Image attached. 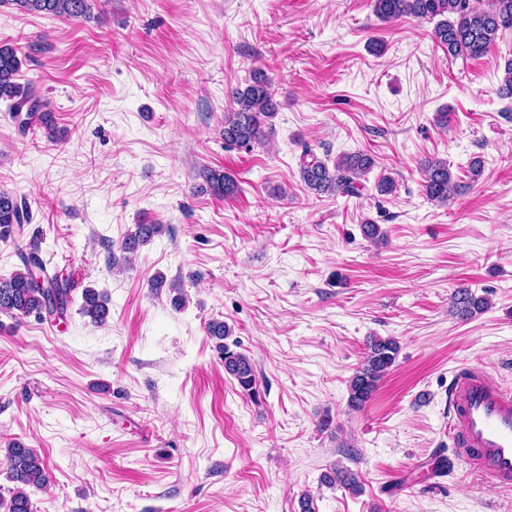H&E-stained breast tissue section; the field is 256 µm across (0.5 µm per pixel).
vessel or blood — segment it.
I'll return each instance as SVG.
<instances>
[{
  "label": "vessel or blood",
  "mask_w": 512,
  "mask_h": 512,
  "mask_svg": "<svg viewBox=\"0 0 512 512\" xmlns=\"http://www.w3.org/2000/svg\"><path fill=\"white\" fill-rule=\"evenodd\" d=\"M448 436L455 453L491 488L512 487V388L477 370L448 385Z\"/></svg>",
  "instance_id": "obj_1"
}]
</instances>
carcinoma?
<instances>
[{
    "label": "carcinoma",
    "instance_id": "obj_1",
    "mask_svg": "<svg viewBox=\"0 0 512 512\" xmlns=\"http://www.w3.org/2000/svg\"><path fill=\"white\" fill-rule=\"evenodd\" d=\"M92 0H0V5L11 3L26 13H44L68 18H81L90 11ZM373 12L381 20L391 21L402 17L437 20L433 39L447 50L451 57L479 59L485 56L507 30L512 31V0H373ZM29 55L20 54L8 42H0V99L7 102L6 111L22 132L39 129L51 133L55 126L52 113L43 111V104L29 83L17 82V76ZM234 107L224 113V144L249 150L267 136L272 129V119L277 114V103L271 85L264 73L254 72L251 82L244 88L230 91ZM375 166L374 159L363 152L344 153L336 162L328 164L311 149L303 151L300 174L305 186L314 194L357 197ZM420 167L424 173L423 190L430 201L448 200L458 189L455 176L448 162L426 158ZM203 184L200 191H209L218 197L232 196L238 190L236 181L215 169L200 173ZM30 221L27 202L16 195L0 190V240H17ZM165 231L162 224H138L120 242L119 251L127 258L139 253L154 237ZM21 266L9 275H0V314L14 318L45 315H66L72 302L69 279L56 273L48 275L38 255V246L32 245L28 254L20 253ZM151 287L170 288L175 292L171 305L176 309L186 306V298L177 291L181 283H166L156 277ZM490 301L473 294L469 288L453 291L450 315L468 320L487 310ZM79 313L95 325L103 326L111 318L107 299L93 288L82 292ZM207 334L217 340L219 359L224 372L238 386L255 397L256 377L251 358L224 343L229 334L222 320L207 323ZM399 344L393 338L372 336L366 344L361 363L348 380V403L359 409L368 401L387 371L394 365ZM8 463V479L14 483L9 499L0 498L5 512H34L30 497L33 489L43 490L49 483V465L35 449L14 441L0 450ZM321 482L336 484L357 494L361 485L342 466L336 465L322 475Z\"/></svg>",
    "mask_w": 512,
    "mask_h": 512
}]
</instances>
